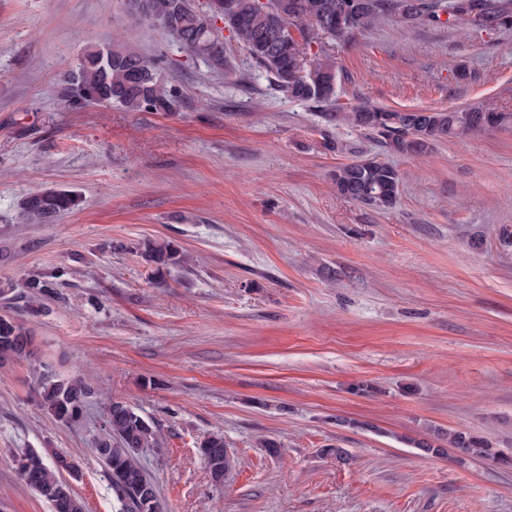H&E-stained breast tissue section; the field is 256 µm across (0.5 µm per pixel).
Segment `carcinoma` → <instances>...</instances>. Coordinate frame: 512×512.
Returning <instances> with one entry per match:
<instances>
[{"label": "carcinoma", "instance_id": "1", "mask_svg": "<svg viewBox=\"0 0 512 512\" xmlns=\"http://www.w3.org/2000/svg\"><path fill=\"white\" fill-rule=\"evenodd\" d=\"M234 12L225 25L248 51L259 68L274 80L288 97L329 105L336 97V61L329 54L309 58L312 35L344 40L372 27L380 19L397 14L408 22L446 23L450 28L470 30L455 7L466 5L486 17L491 28L512 27V0H368L370 9L354 14L357 0H286L296 5L295 15L286 19L255 7L256 0H233ZM152 22L164 32L178 28L186 36L183 50L204 59L211 67H224V39L212 33L199 14L194 0H145ZM446 20H441L443 14ZM305 67L297 68V61ZM65 94L74 105L99 103L115 105L130 112H172L177 103L176 89L160 78L155 63L125 48L114 40L108 45H91L81 55L76 67L64 76ZM364 112H378L382 120L370 126L384 151L391 154L419 156L429 153L441 135L458 138L466 132L486 126H509L511 112H496L480 106L461 110H396L376 106L324 113L326 121L337 127H361ZM336 192L365 205H374L373 197L362 193L364 187L384 196L389 203L397 199L400 173L389 163L370 158L343 164L331 176ZM78 194L67 190H47L26 198L24 212L34 223H48L57 215L79 206ZM144 255L162 274L182 261L181 251L171 241L149 242ZM60 275H35L26 281L32 301L57 294L55 280ZM32 353V337L14 316L0 315V355L17 357ZM93 387L79 377H60L44 373L39 382L40 405L58 420L69 423L84 416ZM157 444V432L150 421L131 406L114 401L106 417V435L96 453L112 477V491L127 512H153L151 502L158 499L153 481L141 468L138 453ZM424 456H440L445 447L456 450L460 461L485 458L512 468V454L492 448L479 436L459 430H437L436 440L412 442ZM212 479L220 483L231 469L232 461L217 435L199 443ZM31 474L23 476L26 485L50 502L54 512H84L83 505L63 480L59 456L50 462L34 454Z\"/></svg>", "mask_w": 512, "mask_h": 512}]
</instances>
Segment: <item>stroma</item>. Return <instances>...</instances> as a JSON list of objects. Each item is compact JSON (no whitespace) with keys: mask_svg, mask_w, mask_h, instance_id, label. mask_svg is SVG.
<instances>
[{"mask_svg":"<svg viewBox=\"0 0 512 512\" xmlns=\"http://www.w3.org/2000/svg\"><path fill=\"white\" fill-rule=\"evenodd\" d=\"M115 39L175 86L174 111L71 104L64 73ZM317 44L345 108L512 112L510 27L390 15ZM224 46L216 71L125 0H0V314L35 337L32 357L0 362V512H53L16 471L29 450L79 463L85 512H123L96 453L115 400L159 433L139 461L165 512H512V468L410 445L442 427L512 452V126L389 155ZM372 157L402 175L392 206L331 184ZM46 189L79 207L26 223ZM150 240L187 264L157 275ZM53 273L58 297L29 315L26 280ZM48 366L94 386L79 424L39 406ZM210 434L236 461L220 484L197 448Z\"/></svg>","mask_w":512,"mask_h":512,"instance_id":"1","label":"stroma"}]
</instances>
